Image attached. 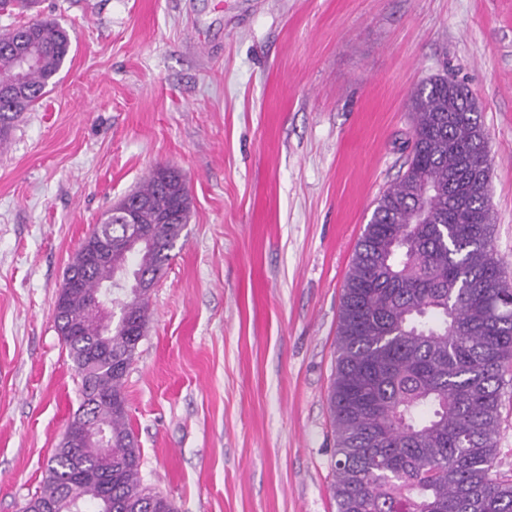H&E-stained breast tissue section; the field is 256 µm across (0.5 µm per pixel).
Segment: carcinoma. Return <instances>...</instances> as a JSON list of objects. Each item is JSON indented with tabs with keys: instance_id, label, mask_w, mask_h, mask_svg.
<instances>
[{
	"instance_id": "obj_1",
	"label": "carcinoma",
	"mask_w": 512,
	"mask_h": 512,
	"mask_svg": "<svg viewBox=\"0 0 512 512\" xmlns=\"http://www.w3.org/2000/svg\"><path fill=\"white\" fill-rule=\"evenodd\" d=\"M9 36L36 57L21 87V110L0 100V146L20 112L57 84L70 31L33 16ZM15 70L0 45V84ZM413 134L406 169L380 196L351 261L341 295L336 366L328 393L336 437V512H512V480L492 475L503 363L512 359V288L494 257V214L485 192L482 109L464 87L433 77L409 94ZM151 241L89 266L83 250L65 270L54 323L80 378L82 419L112 436V470L99 449H63L23 512H177L144 485L124 383L137 339L98 306L101 287L124 273L155 280L188 223L185 176L159 166L131 193ZM112 308L146 328L150 295L111 294ZM92 472L71 484L77 472Z\"/></svg>"
}]
</instances>
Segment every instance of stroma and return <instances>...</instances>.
Instances as JSON below:
<instances>
[{"instance_id":"obj_1","label":"stroma","mask_w":512,"mask_h":512,"mask_svg":"<svg viewBox=\"0 0 512 512\" xmlns=\"http://www.w3.org/2000/svg\"><path fill=\"white\" fill-rule=\"evenodd\" d=\"M70 55L0 146V512L79 405L63 273L155 167L188 224L125 379L141 475L178 512H336L328 390L342 286L404 170L410 91L482 109L512 285V0H39Z\"/></svg>"}]
</instances>
